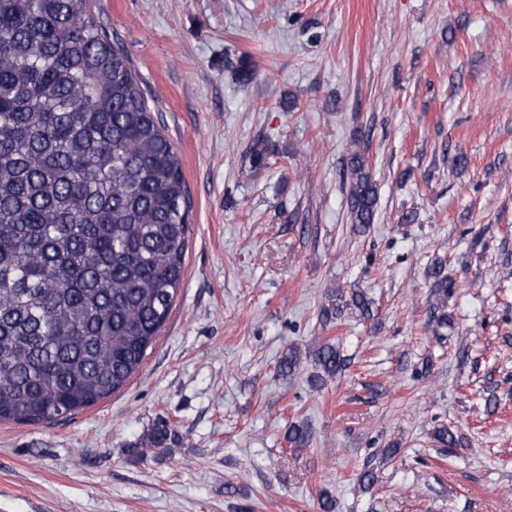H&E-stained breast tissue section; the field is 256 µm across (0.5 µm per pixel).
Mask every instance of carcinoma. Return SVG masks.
Instances as JSON below:
<instances>
[{
    "label": "carcinoma",
    "mask_w": 512,
    "mask_h": 512,
    "mask_svg": "<svg viewBox=\"0 0 512 512\" xmlns=\"http://www.w3.org/2000/svg\"><path fill=\"white\" fill-rule=\"evenodd\" d=\"M353 230L374 223L364 155L350 157ZM187 188L123 50L89 0H0V422L37 424L109 398L142 366L185 270ZM430 320L448 328L456 282L435 259ZM374 316L367 292L320 310ZM324 381L345 359L313 354ZM297 348L279 360L295 373ZM158 423L137 444L164 448Z\"/></svg>",
    "instance_id": "obj_1"
}]
</instances>
